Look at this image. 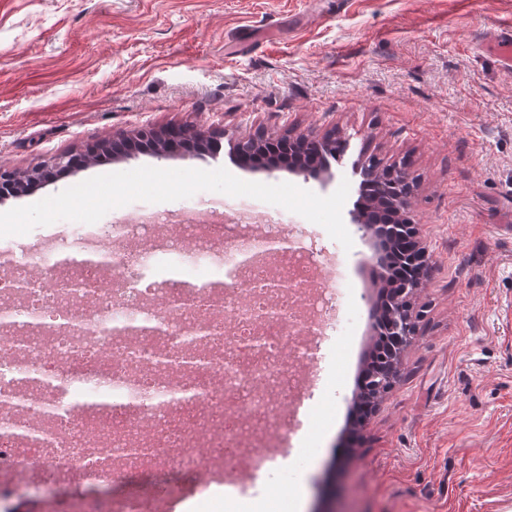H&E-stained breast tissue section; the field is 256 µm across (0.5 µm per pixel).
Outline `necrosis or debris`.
I'll list each match as a JSON object with an SVG mask.
<instances>
[{
  "label": "necrosis or debris",
  "instance_id": "4bbe7bcc",
  "mask_svg": "<svg viewBox=\"0 0 512 512\" xmlns=\"http://www.w3.org/2000/svg\"><path fill=\"white\" fill-rule=\"evenodd\" d=\"M153 213L129 224L37 231L28 251L0 245V512L42 488L39 512H173L184 493L157 477L200 473L198 495L244 493L291 456L290 435L322 368L315 355L340 293L312 286L307 255L273 253L275 221L188 223L164 234ZM269 263L234 287L148 280L156 264L221 271L247 251ZM101 251L103 264L64 268L63 254ZM281 289H261L270 272ZM136 479V497L101 493Z\"/></svg>",
  "mask_w": 512,
  "mask_h": 512
}]
</instances>
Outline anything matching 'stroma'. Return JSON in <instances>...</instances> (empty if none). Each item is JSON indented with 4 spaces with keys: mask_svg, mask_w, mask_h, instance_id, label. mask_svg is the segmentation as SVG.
Returning <instances> with one entry per match:
<instances>
[{
    "mask_svg": "<svg viewBox=\"0 0 512 512\" xmlns=\"http://www.w3.org/2000/svg\"><path fill=\"white\" fill-rule=\"evenodd\" d=\"M512 32V0H0V165L24 171L122 129L202 127L218 155L135 153L60 176L0 212L88 178L141 166L226 168L321 196L341 181L351 213L361 152L409 161V211L431 269L392 391L345 457L336 450L371 339L377 289L351 250L299 219L344 291L325 370L295 445L297 468L263 480L237 512H260L302 483L301 512H512V71L485 47ZM265 129L297 137L338 129L326 180L239 168L234 141ZM240 198L201 191L118 210L183 215Z\"/></svg>",
    "mask_w": 512,
    "mask_h": 512,
    "instance_id": "1",
    "label": "stroma"
}]
</instances>
